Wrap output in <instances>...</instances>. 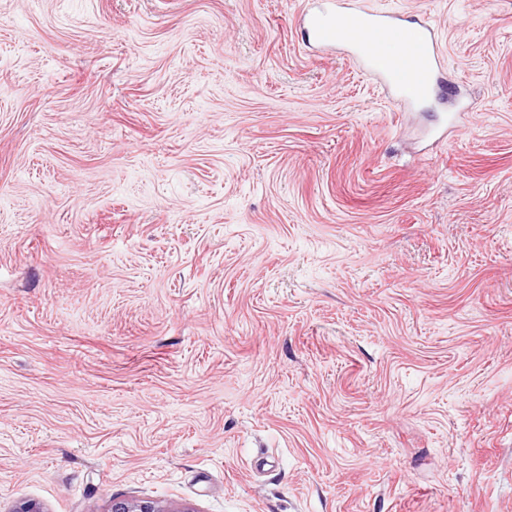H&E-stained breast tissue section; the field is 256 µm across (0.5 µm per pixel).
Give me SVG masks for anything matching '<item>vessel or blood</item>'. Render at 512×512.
Returning a JSON list of instances; mask_svg holds the SVG:
<instances>
[{"instance_id": "obj_1", "label": "vessel or blood", "mask_w": 512, "mask_h": 512, "mask_svg": "<svg viewBox=\"0 0 512 512\" xmlns=\"http://www.w3.org/2000/svg\"><path fill=\"white\" fill-rule=\"evenodd\" d=\"M303 34L323 47L351 51L365 70L407 101L426 98L442 83L446 56L429 26L354 9L347 0H316Z\"/></svg>"}]
</instances>
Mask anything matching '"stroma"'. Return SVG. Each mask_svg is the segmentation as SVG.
<instances>
[{
    "label": "stroma",
    "instance_id": "obj_1",
    "mask_svg": "<svg viewBox=\"0 0 512 512\" xmlns=\"http://www.w3.org/2000/svg\"><path fill=\"white\" fill-rule=\"evenodd\" d=\"M389 100L309 0H0V512H512V0ZM109 512H195L188 508L170 510L163 508L153 501H129L113 498Z\"/></svg>",
    "mask_w": 512,
    "mask_h": 512
}]
</instances>
